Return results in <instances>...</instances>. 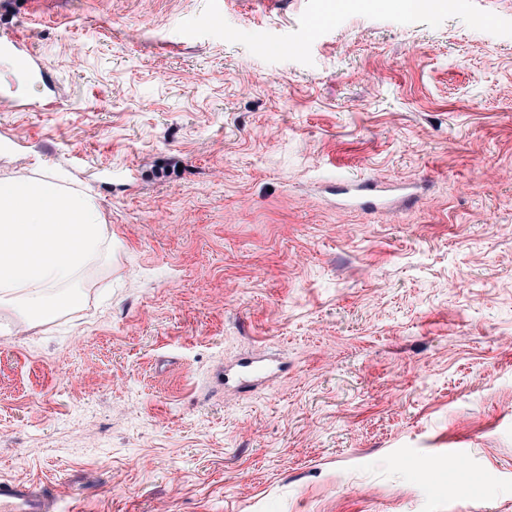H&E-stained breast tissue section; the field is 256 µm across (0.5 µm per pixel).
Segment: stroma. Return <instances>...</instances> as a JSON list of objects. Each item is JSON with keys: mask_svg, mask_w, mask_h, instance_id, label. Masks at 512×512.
I'll return each instance as SVG.
<instances>
[{"mask_svg": "<svg viewBox=\"0 0 512 512\" xmlns=\"http://www.w3.org/2000/svg\"><path fill=\"white\" fill-rule=\"evenodd\" d=\"M12 29L60 83L0 66V178L92 191L114 255L54 321L0 299V480L58 512H512V0H0ZM372 179L419 197L326 191Z\"/></svg>", "mask_w": 512, "mask_h": 512, "instance_id": "35a3bbf8", "label": "stroma"}]
</instances>
